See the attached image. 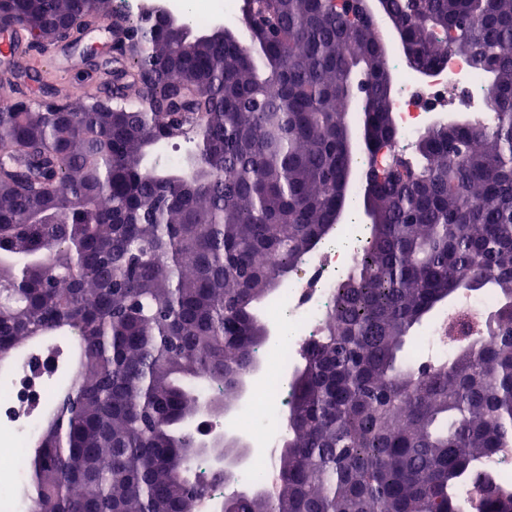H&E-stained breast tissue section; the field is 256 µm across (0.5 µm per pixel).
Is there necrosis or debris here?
<instances>
[{"label": "necrosis or debris", "mask_w": 512, "mask_h": 512, "mask_svg": "<svg viewBox=\"0 0 512 512\" xmlns=\"http://www.w3.org/2000/svg\"><path fill=\"white\" fill-rule=\"evenodd\" d=\"M390 65L397 74V84L391 97L396 134L389 143V152L407 149L423 130L429 113L447 111L449 100L491 118L485 78L467 59L450 58L445 69L425 84L408 73L398 55H391ZM341 232L342 240H327L306 255L294 268L287 288L263 305L264 318L279 336L256 353L262 368L261 381L250 385L240 405L208 414L196 427L202 435H241L249 443V451L232 472L231 482L237 490L257 485L258 473H272L273 451L285 443L291 369L300 359L303 343L320 335L324 316L333 305L336 283L353 269L357 259L355 245L345 240L349 227H342ZM492 304L489 296H470L463 303L440 310L417 342L415 355L422 359L448 356L467 337L481 334L484 314ZM49 393L48 386L25 376L0 388V508H9L10 512L26 478L19 450L34 436V425L22 415L21 408L31 401L47 400ZM246 413L252 415L253 426L244 433L239 422ZM257 444L264 447V454L253 453Z\"/></svg>", "instance_id": "necrosis-or-debris-1"}]
</instances>
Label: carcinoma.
Here are the masks:
<instances>
[{"mask_svg": "<svg viewBox=\"0 0 512 512\" xmlns=\"http://www.w3.org/2000/svg\"><path fill=\"white\" fill-rule=\"evenodd\" d=\"M244 2L249 44L126 18L102 105L0 96V354L59 337L21 512H192L198 377L237 403L261 305L345 205L356 93L371 239L302 346L273 493L223 512H512V487L483 479L512 448V0H388L412 60L468 58L495 120L428 128L383 169L393 72L373 21L354 0ZM114 14L0 0L39 51ZM175 137L184 164L150 165ZM487 286L483 334L416 364L415 328Z\"/></svg>", "mask_w": 512, "mask_h": 512, "instance_id": "obj_1", "label": "carcinoma"}]
</instances>
